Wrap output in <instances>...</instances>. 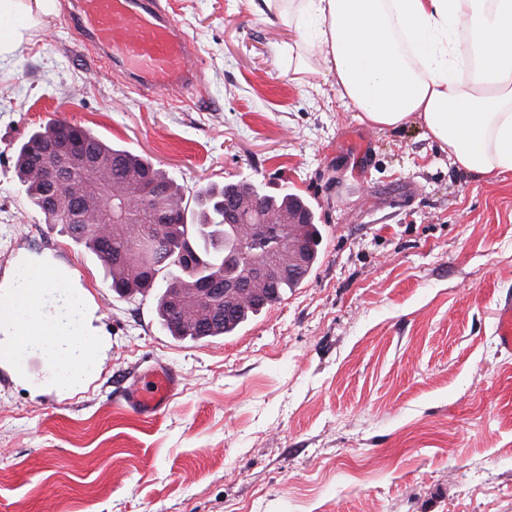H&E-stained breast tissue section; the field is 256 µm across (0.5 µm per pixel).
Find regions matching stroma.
<instances>
[{
    "label": "stroma",
    "mask_w": 512,
    "mask_h": 512,
    "mask_svg": "<svg viewBox=\"0 0 512 512\" xmlns=\"http://www.w3.org/2000/svg\"><path fill=\"white\" fill-rule=\"evenodd\" d=\"M0 45V285L48 261L102 339L82 386L31 350L0 366V512H512V172L458 167L418 119L341 104L314 48L242 0H162L200 48V86L144 96L100 69L56 0ZM51 122L149 159L186 194L247 180L322 230L299 287L229 336H170L158 289L118 296L96 257L26 201L15 150ZM157 367L162 414L122 389ZM499 347L508 352L512 351V302L505 301L496 310V328ZM179 381L175 371L159 369L147 380L135 383L130 388L125 402L130 410L139 416H156L166 408Z\"/></svg>",
    "instance_id": "35a3bbf8"
}]
</instances>
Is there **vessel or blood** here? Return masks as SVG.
<instances>
[{"label":"vessel or blood","mask_w":512,"mask_h":512,"mask_svg":"<svg viewBox=\"0 0 512 512\" xmlns=\"http://www.w3.org/2000/svg\"><path fill=\"white\" fill-rule=\"evenodd\" d=\"M71 28L92 46L101 67L123 75L139 92L165 95L197 86L199 49L161 0H76ZM499 346L512 351V302L496 310ZM179 385L175 371L160 369L135 383L125 402L135 414L153 417Z\"/></svg>","instance_id":"b4317fda"}]
</instances>
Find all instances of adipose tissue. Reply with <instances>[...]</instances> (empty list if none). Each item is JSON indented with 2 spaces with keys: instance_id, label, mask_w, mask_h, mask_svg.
Instances as JSON below:
<instances>
[{
  "instance_id": "ef3b65f1",
  "label": "adipose tissue",
  "mask_w": 512,
  "mask_h": 512,
  "mask_svg": "<svg viewBox=\"0 0 512 512\" xmlns=\"http://www.w3.org/2000/svg\"><path fill=\"white\" fill-rule=\"evenodd\" d=\"M293 28L294 50L316 42L339 99L360 121L420 120L453 162L512 171V0H246ZM58 290L68 313L45 310ZM41 351L79 387L98 341L65 274L38 263L0 291V362Z\"/></svg>"
}]
</instances>
